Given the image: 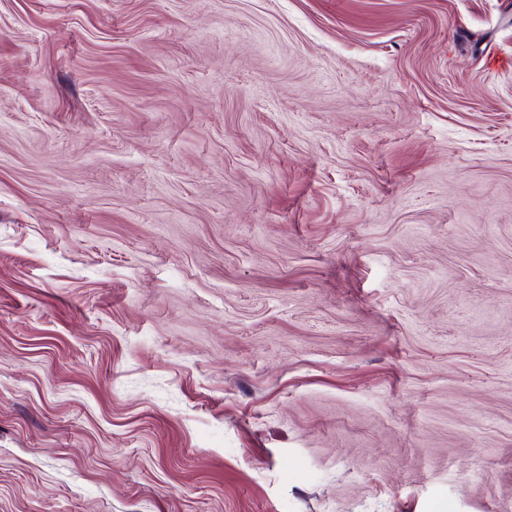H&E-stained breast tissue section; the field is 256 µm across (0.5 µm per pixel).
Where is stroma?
Returning <instances> with one entry per match:
<instances>
[{
	"instance_id": "obj_1",
	"label": "stroma",
	"mask_w": 512,
	"mask_h": 512,
	"mask_svg": "<svg viewBox=\"0 0 512 512\" xmlns=\"http://www.w3.org/2000/svg\"><path fill=\"white\" fill-rule=\"evenodd\" d=\"M512 0H0V512H512Z\"/></svg>"
}]
</instances>
